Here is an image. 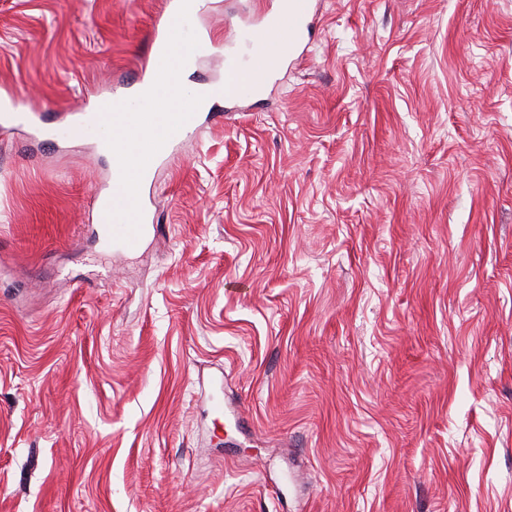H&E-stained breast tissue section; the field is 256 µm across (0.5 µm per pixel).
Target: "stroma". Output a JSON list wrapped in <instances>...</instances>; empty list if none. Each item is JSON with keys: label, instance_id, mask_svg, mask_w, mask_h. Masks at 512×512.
I'll return each mask as SVG.
<instances>
[{"label": "stroma", "instance_id": "35a3bbf8", "mask_svg": "<svg viewBox=\"0 0 512 512\" xmlns=\"http://www.w3.org/2000/svg\"><path fill=\"white\" fill-rule=\"evenodd\" d=\"M162 2L0 0V86L52 131L0 128V512H512V0H316L125 255L68 130ZM279 3L191 16L189 86Z\"/></svg>", "mask_w": 512, "mask_h": 512}]
</instances>
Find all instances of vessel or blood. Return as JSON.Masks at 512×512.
<instances>
[{
	"instance_id": "1",
	"label": "vessel or blood",
	"mask_w": 512,
	"mask_h": 512,
	"mask_svg": "<svg viewBox=\"0 0 512 512\" xmlns=\"http://www.w3.org/2000/svg\"><path fill=\"white\" fill-rule=\"evenodd\" d=\"M312 10L313 0H287L277 13L261 16L243 30L251 54L242 65L225 59V99L258 95L266 89L272 81L271 61L300 46ZM187 20L178 0H164L150 33V54L137 79L111 88L94 104L96 110L111 115V124L89 119L72 128L73 136L112 145L108 182L93 200L101 215L96 234L107 246L126 253L136 252L146 231L155 225L146 199L154 172L172 159L198 119L196 100L182 94L181 75L196 54L208 50L209 42L196 37L187 50L175 51L174 39ZM156 86L175 100L176 111H160L151 102L148 91Z\"/></svg>"
}]
</instances>
